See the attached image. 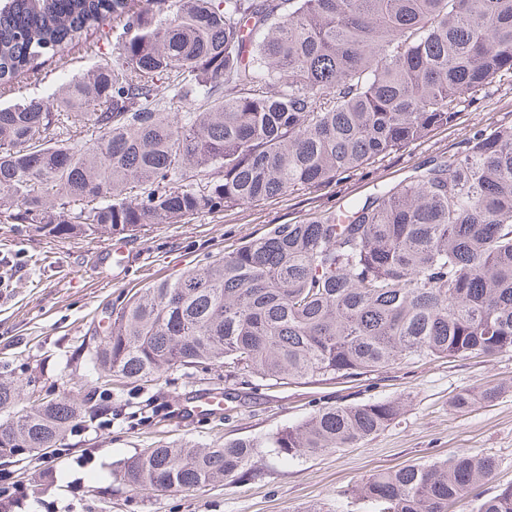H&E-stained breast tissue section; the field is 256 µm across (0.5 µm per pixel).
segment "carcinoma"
<instances>
[{"instance_id": "obj_1", "label": "carcinoma", "mask_w": 512, "mask_h": 512, "mask_svg": "<svg viewBox=\"0 0 512 512\" xmlns=\"http://www.w3.org/2000/svg\"><path fill=\"white\" fill-rule=\"evenodd\" d=\"M112 18L90 74L69 46ZM56 59L42 98L0 106V223L52 239L145 233L314 191L434 131L512 82V0H0V86ZM512 351V125L475 130L394 186L275 224L136 292L86 353L96 383L222 364L260 381L361 377L412 358ZM495 386L464 390L465 410ZM0 459L68 446L111 406L22 398L0 379ZM397 400L336 404L263 439L158 444L127 458L135 489L194 490L352 447ZM499 467L462 452L369 476L376 512H449ZM474 512H512V485Z\"/></svg>"}]
</instances>
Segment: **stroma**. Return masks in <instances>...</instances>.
I'll return each mask as SVG.
<instances>
[{"label": "stroma", "mask_w": 512, "mask_h": 512, "mask_svg": "<svg viewBox=\"0 0 512 512\" xmlns=\"http://www.w3.org/2000/svg\"><path fill=\"white\" fill-rule=\"evenodd\" d=\"M503 123L512 124V83L489 87L481 100L464 106L458 126L319 192L202 213L124 238L120 262L105 253L103 238L52 240L21 226L0 227V377L24 395L98 396L86 365L72 353L106 336L111 307L179 271L204 267L271 225L294 224L395 185L433 156L459 149L474 130ZM486 385L501 386L496 400L462 413L451 408L457 393ZM216 393L226 396L222 414L187 418L193 401ZM378 399L403 400L402 415L350 448L295 460L264 448L252 476L151 497L137 494L122 477L124 460L161 441L220 446L299 424L324 406ZM111 405V425L80 428L68 447L0 467L1 475L29 487L15 512H372L367 502L346 497L345 489L377 470L445 461L463 451L494 456L499 468L457 512H470L496 487L512 485V351L491 358L416 359L356 380L272 386L226 375L220 365L190 373L173 368L148 383L114 385Z\"/></svg>", "instance_id": "stroma-1"}]
</instances>
